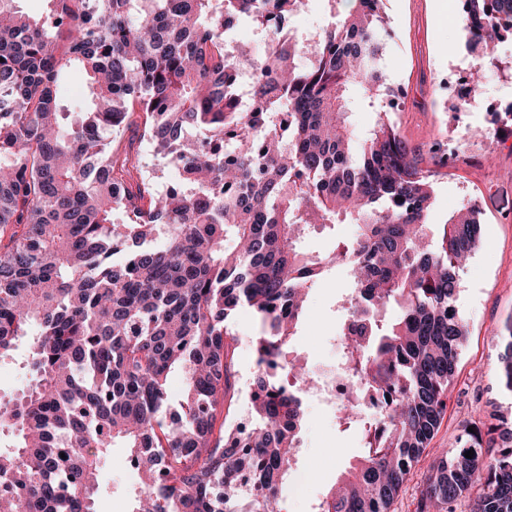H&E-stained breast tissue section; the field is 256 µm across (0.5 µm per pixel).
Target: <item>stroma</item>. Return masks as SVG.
I'll use <instances>...</instances> for the list:
<instances>
[{"instance_id":"obj_1","label":"stroma","mask_w":512,"mask_h":512,"mask_svg":"<svg viewBox=\"0 0 512 512\" xmlns=\"http://www.w3.org/2000/svg\"><path fill=\"white\" fill-rule=\"evenodd\" d=\"M456 0H383L389 31L380 66L388 84L401 92L399 107L389 114L412 146L427 150L454 139L459 156L443 167L434 185L428 213L433 231H440L453 209L476 199L482 242L464 268L457 306L468 335L448 389V407L430 443L431 453L414 464L394 512H416L419 490L430 473L436 451L447 448L460 421L497 412L512 417V396L498 380L503 323L512 314V136L496 111L499 99L512 96L506 77L512 73V41L501 44L498 65L468 54L466 33L455 22ZM482 70L487 107L451 119L445 106L459 80L456 67ZM342 271L329 272L310 292L290 347L309 364L334 363L340 356L345 294ZM237 335L239 384L257 373L252 311L238 309L231 320ZM301 449L280 487L281 512H314L350 463L363 452L364 435L341 426L336 412L315 401L304 404L299 430ZM126 451L111 449L100 464L97 512H132L140 490L139 476L126 463Z\"/></svg>"}]
</instances>
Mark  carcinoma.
I'll list each match as a JSON object with an SVG mask.
<instances>
[{
	"label": "carcinoma",
	"mask_w": 512,
	"mask_h": 512,
	"mask_svg": "<svg viewBox=\"0 0 512 512\" xmlns=\"http://www.w3.org/2000/svg\"><path fill=\"white\" fill-rule=\"evenodd\" d=\"M0 0V358L23 345L32 383L0 397V512H97L99 463L115 445L137 470L133 512H278L303 398L268 370L298 376L287 346L313 286L336 267L349 288L341 341L364 456L315 512H390L447 406L466 327L457 308L480 211L460 204L433 238L438 168L397 126L348 127L347 90L390 108L378 66L383 0H323L336 21L300 38L279 31L309 0H46L40 16ZM467 51L494 60L512 40V0H464ZM242 19L261 54L225 40ZM86 74V103L63 111L62 76ZM466 95L448 108L468 112ZM141 131L181 179L160 188L120 148ZM121 220L114 221V214ZM357 225L340 250L301 249L310 232ZM233 241L225 247L226 238ZM260 324L254 419L233 429L237 336ZM500 367L512 394V321ZM180 371L183 398L166 380ZM474 450L472 458L465 457ZM250 474L263 491H243ZM512 512V420L467 421L423 483L417 512Z\"/></svg>",
	"instance_id": "1"
}]
</instances>
